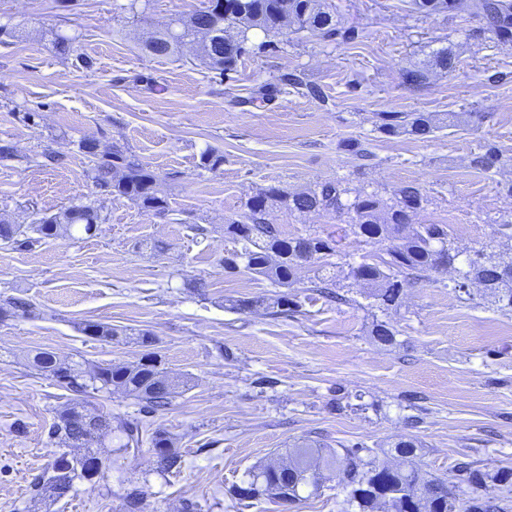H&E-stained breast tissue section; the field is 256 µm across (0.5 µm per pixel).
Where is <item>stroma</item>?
<instances>
[{
  "instance_id": "1",
  "label": "stroma",
  "mask_w": 512,
  "mask_h": 512,
  "mask_svg": "<svg viewBox=\"0 0 512 512\" xmlns=\"http://www.w3.org/2000/svg\"><path fill=\"white\" fill-rule=\"evenodd\" d=\"M344 24L364 28L353 43L288 33L266 47L250 35V52L223 82L210 81L194 45L154 57L143 41L175 14L206 0H150L132 18L129 0H0V24L16 27L0 44V140L17 150L0 160V214L15 224L97 199L80 141L119 145L157 176L170 210L156 216L124 198L104 204L95 236L45 239L20 250L0 243V305L34 303L36 315L0 322V512H125L139 490L142 512H343L340 472L320 495L283 504L236 499L233 490L255 465L310 443H360L374 452L413 439L425 470L447 478L461 459L493 474L512 467V312L475 292L459 299L453 271L428 272L404 291L400 307L374 306L349 276L381 243L358 241L346 216L325 212L268 220L287 234L342 235L327 269L346 305L297 289L298 313L275 317L237 310L236 299L273 294L274 284L223 259L238 243L225 221L257 189H300L339 180L351 192L392 198L406 183L428 202L418 224H447L455 248L485 247L512 259V42L465 14L427 17L410 0H334ZM65 34L89 60L75 68L58 55ZM456 55L453 71L407 87L406 69L429 65L440 49ZM286 72L318 85L323 100L284 86L271 101L253 89ZM35 113L34 122L24 113ZM382 112H458L459 126L427 138L388 136ZM367 144L363 160L351 143ZM493 143L502 154L487 171L470 160ZM224 154L201 168L203 151ZM62 155L46 165L44 155ZM150 331L170 375L187 390L144 419L166 431L182 454L179 474L157 471L150 441L125 448L113 428L97 450L93 480H75L60 500L36 494L34 476L63 453L50 441L54 410L69 398L53 378L27 365L51 351L89 369L137 361L142 347L106 343L80 332L85 321ZM395 333L370 334L374 321Z\"/></svg>"
}]
</instances>
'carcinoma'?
<instances>
[{"mask_svg": "<svg viewBox=\"0 0 512 512\" xmlns=\"http://www.w3.org/2000/svg\"><path fill=\"white\" fill-rule=\"evenodd\" d=\"M412 8L426 15L448 12L479 17L486 20L499 40L512 41V0H412ZM205 10L210 14L206 31L197 27L200 11L196 10L161 24L144 41L143 49L154 56H170L185 40L197 38L199 56L211 73V79L222 81L249 53V31L258 29L266 37L275 38L284 34L287 17L297 25L298 33L331 40L338 36L349 41L363 37V32L356 27L344 26L336 8L327 0H207ZM378 118V129L387 135L426 138L441 129L440 120L431 113L381 112ZM79 150L93 162V180L101 199L122 197L144 211L157 214L168 210L167 199L155 189L157 175L124 150L117 146L102 150L95 140L81 141ZM345 194L347 189L341 182L326 180L301 190L288 191L276 186L260 190L246 201L238 218L224 224V235L241 244L240 251L224 258V268L234 270L242 260L251 275L290 288L304 251L317 253L315 263L319 264L336 253L339 241L329 235L315 234L286 238L267 220L269 211L279 209L290 215L312 210L343 212L348 215L353 234L367 242L388 243L385 255L365 256L352 266V277L371 287L380 307L398 306L404 288L416 283L423 273L437 269L439 249L451 246L450 228L446 224L412 225L413 215L427 202L420 187L414 184L398 187L389 203L375 192H360L351 201L343 200ZM100 223L101 205L93 203L71 205L55 214L43 215L28 227L0 217V242L26 247L33 242L31 232L41 239L72 237L76 232L92 235ZM472 284L485 285L498 308L512 312V262L502 261L495 252L488 253L487 262L482 265L472 259L463 261L458 268L456 288L466 291ZM261 306L277 315L298 307V303L286 293L236 301L240 310ZM32 309L30 301L11 298L0 307V321L19 311L29 314ZM81 331L107 343L120 337L111 325L100 322H88ZM371 336L381 344L395 340L394 332L382 321L373 324ZM132 340L147 348L138 361L99 366L90 373L82 371L77 363H60L45 351L31 357L32 368L54 378L60 387L73 394L70 401L56 411L49 437H62L73 447L83 449V456L90 459L94 455L93 448L112 432V416L88 408V394L122 390L138 400L147 414L170 404L178 383L161 368L157 354L148 350L153 343L152 336L143 332ZM151 443L160 471L173 473L181 468L182 455L166 432H153ZM371 452L372 449L362 445L351 448L343 445L339 451L305 446L281 461L253 467L248 472V483L284 486L288 495L299 501L306 487V473L312 468L311 459L317 455L323 459L325 469H341L348 510L374 512L381 503L390 512H406L403 494L410 490L419 493L413 512H507L506 498L512 491L509 483L497 475L485 476L471 462H461L453 469V478L472 489L473 496L463 500L457 496L455 485L423 470L413 441L396 443L390 459L371 458ZM51 470V474L38 479L35 487L60 497L70 490L75 478L90 479L95 475L79 458L66 453L54 460Z\"/></svg>", "mask_w": 512, "mask_h": 512, "instance_id": "carcinoma-1", "label": "carcinoma"}]
</instances>
